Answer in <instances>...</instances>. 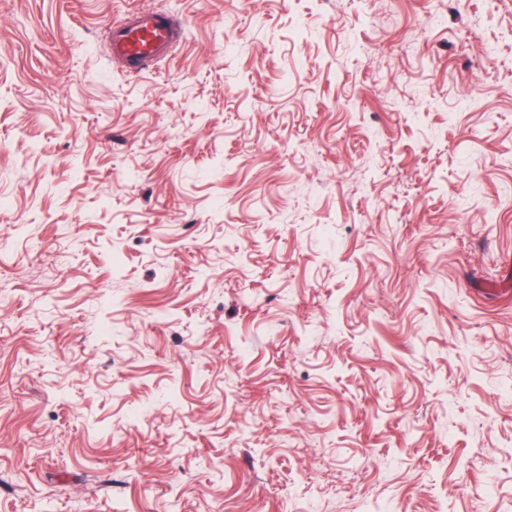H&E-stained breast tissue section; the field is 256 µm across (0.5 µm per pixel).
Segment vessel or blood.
<instances>
[{
    "label": "vessel or blood",
    "mask_w": 512,
    "mask_h": 512,
    "mask_svg": "<svg viewBox=\"0 0 512 512\" xmlns=\"http://www.w3.org/2000/svg\"><path fill=\"white\" fill-rule=\"evenodd\" d=\"M180 29V24L162 11L135 12L109 27L107 50L111 59L137 64L143 72L171 54Z\"/></svg>",
    "instance_id": "obj_1"
}]
</instances>
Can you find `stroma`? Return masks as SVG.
Masks as SVG:
<instances>
[{
  "label": "stroma",
  "mask_w": 512,
  "mask_h": 512,
  "mask_svg": "<svg viewBox=\"0 0 512 512\" xmlns=\"http://www.w3.org/2000/svg\"><path fill=\"white\" fill-rule=\"evenodd\" d=\"M0 512H512V0H0ZM181 29L170 15L156 9L130 13L108 28L107 50L112 61L141 73L171 54Z\"/></svg>",
  "instance_id": "35a3bbf8"
}]
</instances>
